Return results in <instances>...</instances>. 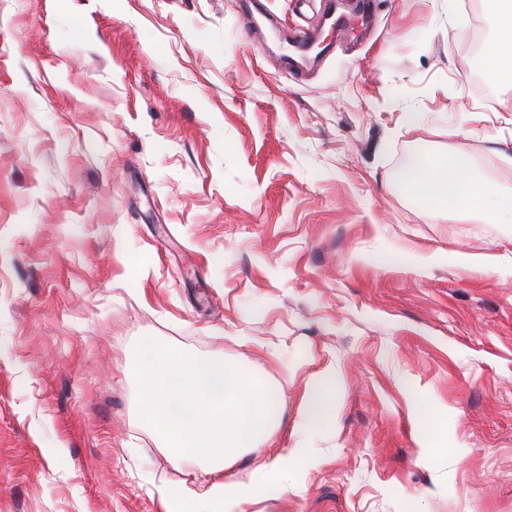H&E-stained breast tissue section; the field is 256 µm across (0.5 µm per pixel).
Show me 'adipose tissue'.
<instances>
[{
  "label": "adipose tissue",
  "instance_id": "ef3b65f1",
  "mask_svg": "<svg viewBox=\"0 0 512 512\" xmlns=\"http://www.w3.org/2000/svg\"><path fill=\"white\" fill-rule=\"evenodd\" d=\"M395 183L407 198L432 204L434 213L460 223H512V189L478 176L470 158L457 151L414 153L399 168ZM141 386L139 414L174 461L204 462L200 488L162 482L157 487L165 512H182L199 500L220 512L260 497L267 488H287L289 471L315 464L310 449L284 448L248 479L223 472L241 452L258 448L280 425L276 387L257 372L227 362L201 359L166 345L145 344L136 361ZM335 374L311 383L305 402L308 427L318 432L335 419Z\"/></svg>",
  "mask_w": 512,
  "mask_h": 512
}]
</instances>
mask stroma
I'll return each instance as SVG.
<instances>
[{"label": "stroma", "instance_id": "1", "mask_svg": "<svg viewBox=\"0 0 512 512\" xmlns=\"http://www.w3.org/2000/svg\"><path fill=\"white\" fill-rule=\"evenodd\" d=\"M324 6L0 0V512H163L160 481L200 482L138 416L145 336L277 387L279 429L225 478L318 455L243 512H512V224L391 181L447 149L512 186V80L468 86L494 6L458 0L456 29L442 0H372L288 73L269 40ZM333 385H335V372L331 369L317 376L311 383L305 405L308 428L312 432L321 431L331 425L335 419Z\"/></svg>", "mask_w": 512, "mask_h": 512}]
</instances>
